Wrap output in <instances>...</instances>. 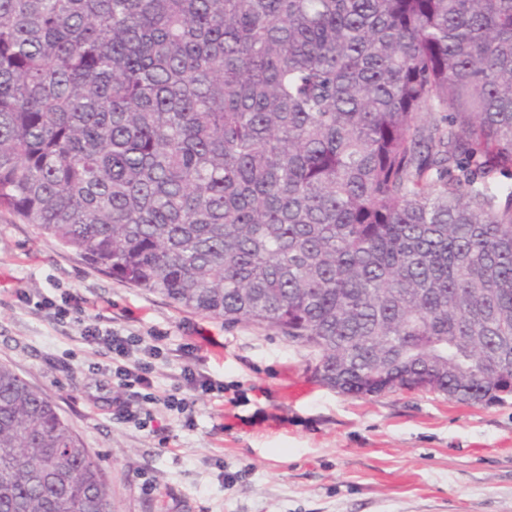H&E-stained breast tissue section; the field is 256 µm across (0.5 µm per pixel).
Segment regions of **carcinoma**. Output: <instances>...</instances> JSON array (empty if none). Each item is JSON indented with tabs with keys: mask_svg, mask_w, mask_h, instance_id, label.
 Here are the masks:
<instances>
[{
	"mask_svg": "<svg viewBox=\"0 0 512 512\" xmlns=\"http://www.w3.org/2000/svg\"><path fill=\"white\" fill-rule=\"evenodd\" d=\"M0 209L373 376L512 395V0H0ZM0 512H112L0 364Z\"/></svg>",
	"mask_w": 512,
	"mask_h": 512,
	"instance_id": "carcinoma-1",
	"label": "carcinoma"
}]
</instances>
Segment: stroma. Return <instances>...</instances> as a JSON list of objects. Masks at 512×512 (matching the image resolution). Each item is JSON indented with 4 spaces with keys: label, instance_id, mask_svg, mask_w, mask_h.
I'll use <instances>...</instances> for the list:
<instances>
[{
    "label": "stroma",
    "instance_id": "1",
    "mask_svg": "<svg viewBox=\"0 0 512 512\" xmlns=\"http://www.w3.org/2000/svg\"><path fill=\"white\" fill-rule=\"evenodd\" d=\"M19 290H67L104 325L167 333L155 362L163 390L180 382L179 345L196 343V367L223 397L190 393L191 429L156 409L161 438L113 420L107 358L83 344L78 322L20 304ZM0 364L43 392L96 456L114 512H512V397L468 406L425 389L339 394L276 330L177 308L6 212Z\"/></svg>",
    "mask_w": 512,
    "mask_h": 512
}]
</instances>
